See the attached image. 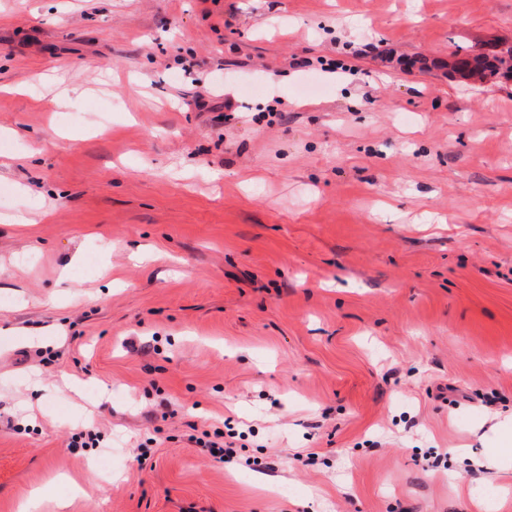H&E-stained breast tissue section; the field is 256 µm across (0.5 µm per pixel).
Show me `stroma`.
<instances>
[{"instance_id": "35a3bbf8", "label": "stroma", "mask_w": 512, "mask_h": 512, "mask_svg": "<svg viewBox=\"0 0 512 512\" xmlns=\"http://www.w3.org/2000/svg\"><path fill=\"white\" fill-rule=\"evenodd\" d=\"M494 45L512 0H0V512H512ZM507 64L508 60L500 52H492L480 57H474L473 59L459 58L454 70L487 72L490 76H496L499 74H508L512 76V66H507ZM504 67L505 71L501 72Z\"/></svg>"}]
</instances>
